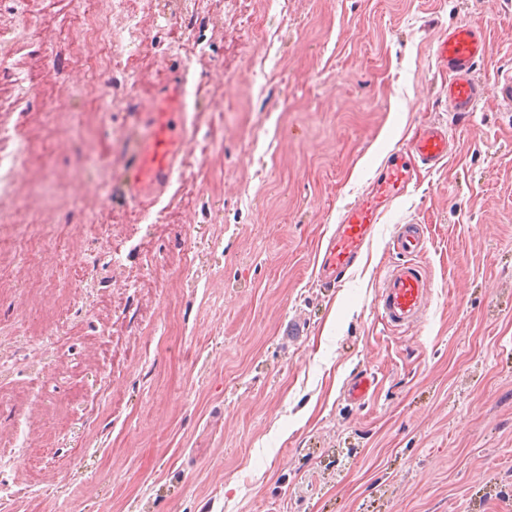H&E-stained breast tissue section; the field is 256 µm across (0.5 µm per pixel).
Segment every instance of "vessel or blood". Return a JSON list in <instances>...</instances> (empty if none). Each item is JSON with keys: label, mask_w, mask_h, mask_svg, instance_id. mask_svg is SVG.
Instances as JSON below:
<instances>
[{"label": "vessel or blood", "mask_w": 512, "mask_h": 512, "mask_svg": "<svg viewBox=\"0 0 512 512\" xmlns=\"http://www.w3.org/2000/svg\"><path fill=\"white\" fill-rule=\"evenodd\" d=\"M485 54V36L475 23L457 24L439 40L435 61L448 74L450 111L461 116L473 112L490 90L504 101L512 100L511 72L500 74L491 87L477 78V66ZM186 110L181 75L179 71H171L150 103L147 131L128 170L126 188L140 207H152L174 175L189 140ZM448 156V132L438 124L426 126L408 149L389 156L367 191L345 208L335 233L328 240L322 272L329 282L339 283L356 263L368 247L382 215L412 183L416 168H436ZM425 244V227L417 223L400 225L392 238L391 246L403 260L385 274L377 300L379 320L390 329L405 331L413 327L427 306L430 283L426 268L419 261ZM374 387V376L357 374L347 382L343 398L350 404H363Z\"/></svg>", "instance_id": "vessel-or-blood-1"}]
</instances>
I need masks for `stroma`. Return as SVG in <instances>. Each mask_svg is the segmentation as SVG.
Instances as JSON below:
<instances>
[{"label":"stroma","instance_id":"obj_1","mask_svg":"<svg viewBox=\"0 0 512 512\" xmlns=\"http://www.w3.org/2000/svg\"><path fill=\"white\" fill-rule=\"evenodd\" d=\"M79 2L0 0L1 35L40 19L0 64V123L43 141L15 181L22 220L48 211L52 237L17 252L0 295V512H512V102L459 119L434 66L448 28L478 22L479 78L511 71L512 0H205L186 30L201 53L155 22L136 76L112 83L75 61ZM183 61L179 178L120 223L156 71ZM19 69L43 84L18 89ZM88 88L91 136L62 131L51 104L80 112ZM429 122L449 161L417 171L323 287L343 209ZM411 220L431 288L393 335L377 294ZM365 371L375 392L350 405ZM374 387V376L368 373H359L347 382L343 398L350 404H363L372 394Z\"/></svg>","mask_w":512,"mask_h":512}]
</instances>
